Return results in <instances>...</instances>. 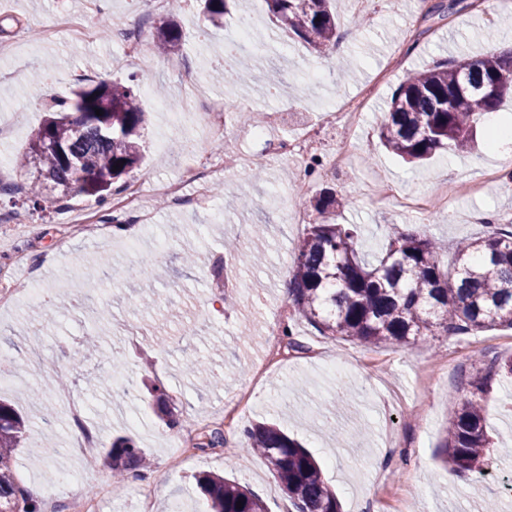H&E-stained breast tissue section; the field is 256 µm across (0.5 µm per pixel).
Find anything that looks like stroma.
I'll list each match as a JSON object with an SVG mask.
<instances>
[{
  "label": "stroma",
  "mask_w": 512,
  "mask_h": 512,
  "mask_svg": "<svg viewBox=\"0 0 512 512\" xmlns=\"http://www.w3.org/2000/svg\"><path fill=\"white\" fill-rule=\"evenodd\" d=\"M242 13L254 25L240 54L241 82L230 87L214 72L225 64L224 48ZM336 14L337 44L318 53L278 30L264 0H239L237 12L225 15L220 27L205 26L195 0H186L178 16L182 51L168 60L151 53L163 13L147 0H109L101 16L87 13L84 0H0V43L13 49L0 57L2 184L17 181L15 159L53 101L77 87L147 67L165 98L181 100L191 84L201 88L193 111L178 118L154 97L142 99L149 114L144 160L128 179L146 183L143 205L153 219L127 231L140 242L138 256L122 251L112 235L111 205L98 208L92 234L74 219L88 196L70 193L59 207L41 212L23 195L0 194V214L13 218L0 223V279L22 289L36 278L46 288L42 301L21 296L0 309V350L9 354L19 383L0 388V398L28 425L11 467L20 485L38 487L43 512H70L72 493L60 486L67 474L82 477L86 495L111 486L103 512H172L177 504L183 512H206L196 485L203 473L247 486L268 512H294L265 460L241 445L243 429L262 421L277 423L318 460L342 512H370L400 493L415 501L416 512H448L452 506L482 512L489 499L505 512L501 493L512 485V381L495 378L485 398L494 437L486 482L476 483L469 473L449 478L442 444L467 377L491 358L512 354V330L367 346L322 336L298 319L286 286L294 246L314 221L308 200L326 187L348 197L335 221L358 225L359 249L371 260L392 232L419 224L448 268L457 241L484 236L512 217V155L478 145L412 165L387 152L378 131L407 72L512 41V0H336ZM66 16L93 27L110 17L113 34L74 43L57 30ZM134 30L142 52L127 56L113 36ZM41 70L46 77L34 85L32 76ZM356 97L364 100L357 128L325 123L326 110ZM214 99L232 102L226 137L237 152L258 156V170L228 168L216 207L158 206L153 183L181 180L186 194H195L189 161L199 153L224 157L201 120ZM246 111L279 113L267 140L314 131L321 164L305 178L303 199L291 194L301 177L299 163L266 156V141L255 139L254 125L242 117ZM339 153L347 161L337 168L332 160ZM492 170L502 172L499 182L424 222L372 204L365 193L369 184L389 182L400 195L432 197L448 178L476 180ZM256 224L264 227L259 240L252 236ZM229 240L241 250L260 251L263 262L244 266L225 259ZM145 256L154 257L157 276L142 274ZM221 258L226 266L218 279L214 269ZM102 306L111 313L105 322L96 315ZM277 316L294 322L303 347L258 380L254 365L266 353L267 325ZM117 359L128 388L123 396L101 386ZM190 361L207 365L212 387L199 389L185 373ZM48 366L65 372L67 390L86 399L84 426L99 439L98 447L66 454L76 429L63 406L44 420L32 391L43 386ZM155 378L171 397V421L160 420L149 406L146 385ZM342 380L352 387L353 400L325 422L320 412ZM216 431L224 443L212 448L208 441ZM118 436L133 438L150 456L144 474L132 469L116 481L101 464L104 445Z\"/></svg>",
  "instance_id": "stroma-1"
}]
</instances>
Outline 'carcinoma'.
<instances>
[{"mask_svg":"<svg viewBox=\"0 0 512 512\" xmlns=\"http://www.w3.org/2000/svg\"><path fill=\"white\" fill-rule=\"evenodd\" d=\"M205 21L222 23L235 0H201ZM277 25L315 47L336 42L332 0H265ZM183 36L174 19L158 27L155 46L161 55L180 53ZM150 69L124 81L103 79L80 87L58 101L32 133L20 168H33L35 183L21 192L33 205L52 204L76 191L102 204L110 191L126 188L122 179L143 159L146 111L141 85ZM495 82L499 95L488 100L459 90L461 80ZM512 97V55L443 62L409 73L392 93L379 136L387 150L407 163L429 159L438 151L467 149L487 112ZM103 114L98 116L95 110ZM343 200L320 195L310 200L316 221L295 246L290 300L299 317L323 336H340L364 345L415 343L438 333L475 335L494 327L512 329V231L467 239L454 250L456 273L439 265L435 241L425 232H396L384 254L368 260L358 249L359 227L334 222ZM494 375L512 378V356L495 357L476 374L456 403L442 445L455 469L479 473L487 461L484 396ZM154 409L170 417L166 388L152 389ZM26 421L0 401V512H38L17 484L10 467L25 438ZM244 448L265 459L295 512H340V502L311 454L276 424L244 429ZM144 449L120 437L103 454L115 475L145 466ZM196 484L211 512H267L247 487L217 474H201ZM243 507L236 508V502Z\"/></svg>","mask_w":512,"mask_h":512,"instance_id":"carcinoma-1","label":"carcinoma"}]
</instances>
